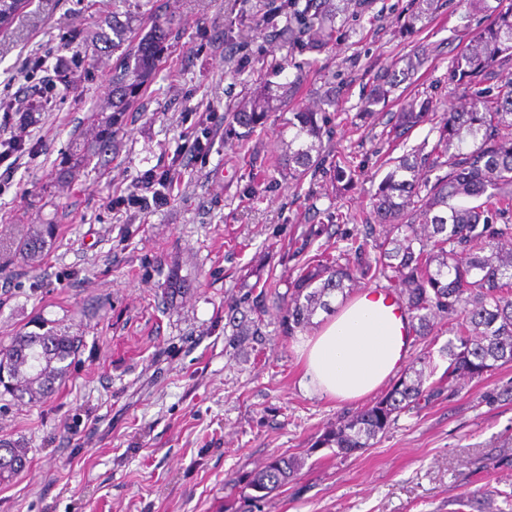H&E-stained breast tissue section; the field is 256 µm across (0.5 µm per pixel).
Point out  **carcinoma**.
Listing matches in <instances>:
<instances>
[{
    "instance_id": "cac0c4a2",
    "label": "carcinoma",
    "mask_w": 512,
    "mask_h": 512,
    "mask_svg": "<svg viewBox=\"0 0 512 512\" xmlns=\"http://www.w3.org/2000/svg\"><path fill=\"white\" fill-rule=\"evenodd\" d=\"M490 20L453 60L449 80L463 87L464 102L448 111L438 127V138L430 152L405 155L393 160L392 168L379 183L373 198V213L380 224L389 225L383 239H354L350 247L332 260L301 265L288 281L285 292L274 296L284 303L280 320L283 334L293 336L313 324L320 311L331 310V298L347 296L366 279L384 277L398 293L406 310L409 332L429 336L437 320L450 318V329L440 353L448 357V379H480L501 365L512 363V249L502 241L512 240V77L501 78L497 90L482 84L492 78L496 65L512 62V2L469 0ZM288 22L307 37L301 48L318 51L336 38L330 0H288ZM166 39L156 25L136 45L127 44L126 30L112 24V35L100 40L119 51L106 87L112 112L93 116L96 130L93 149L75 147L60 168L65 178L72 169L87 167L112 150V140L124 124L129 105L138 101L152 80ZM394 72L378 78L373 93L363 104L366 111L379 104L388 88L399 82ZM293 82L282 84L283 92L263 86L254 95L250 110L236 113L237 123L255 127L263 122L274 103L291 92ZM432 100L408 102L392 128L400 137L413 126L433 120ZM324 118L304 108L288 120V140L281 147V168L288 179L300 185L321 161ZM435 168H448L431 181L424 177L426 161ZM57 237L56 225L39 224L8 250L0 249V262L17 259L34 268ZM373 259H362L368 249ZM361 259L347 262L348 253ZM165 291L170 297L185 293L178 269H169ZM267 291L255 295L248 308L230 313L232 337L264 338L263 314ZM80 336L54 326L43 332H27L0 342V355L10 361L8 378L0 385L19 402L37 405L50 398L69 378L71 367L81 355ZM420 368L393 383L373 403L342 418L318 439L320 447L334 448L336 454L352 455L369 448L387 433L399 415L414 407L422 396L436 397L443 386L423 388L425 367L431 355L417 359ZM27 453L0 442V479L25 468ZM295 458H278L254 471L245 488L253 499L271 496L288 485L300 468Z\"/></svg>"
}]
</instances>
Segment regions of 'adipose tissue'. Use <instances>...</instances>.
<instances>
[{
	"mask_svg": "<svg viewBox=\"0 0 512 512\" xmlns=\"http://www.w3.org/2000/svg\"><path fill=\"white\" fill-rule=\"evenodd\" d=\"M401 327L399 319L367 296L344 303L314 334L295 343L304 386L339 402L376 392L399 364Z\"/></svg>",
	"mask_w": 512,
	"mask_h": 512,
	"instance_id": "ef3b65f1",
	"label": "adipose tissue"
}]
</instances>
